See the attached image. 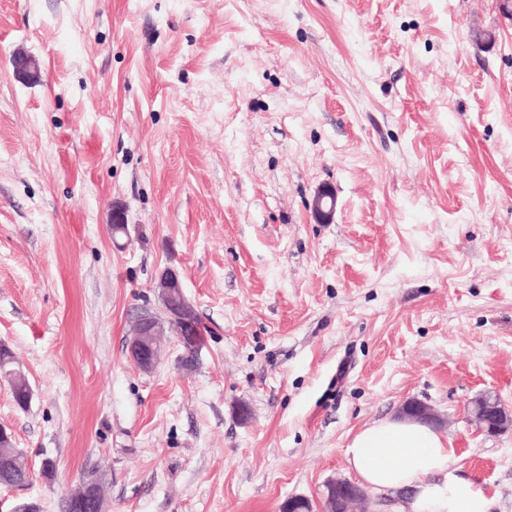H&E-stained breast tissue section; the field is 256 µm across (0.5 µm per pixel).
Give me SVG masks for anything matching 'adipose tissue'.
<instances>
[{"mask_svg":"<svg viewBox=\"0 0 512 512\" xmlns=\"http://www.w3.org/2000/svg\"><path fill=\"white\" fill-rule=\"evenodd\" d=\"M454 455L441 431L399 418L359 429L345 452L363 484L380 493L404 492L398 512H490L483 488L455 474Z\"/></svg>","mask_w":512,"mask_h":512,"instance_id":"ef3b65f1","label":"adipose tissue"}]
</instances>
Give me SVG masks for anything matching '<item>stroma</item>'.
<instances>
[{
	"mask_svg": "<svg viewBox=\"0 0 512 512\" xmlns=\"http://www.w3.org/2000/svg\"><path fill=\"white\" fill-rule=\"evenodd\" d=\"M168 267L202 350L183 372L169 338L145 374L126 342ZM0 343L32 388L22 410L0 379L33 475L0 486V512H60L89 464L108 512H280L354 479L353 434L410 399L512 512V429L466 421L483 392L512 407V17L500 0H0ZM12 65L17 76L27 81H39L41 79V67L39 61L24 53H15L12 57ZM336 209V197L326 186L317 191L313 201V211L317 219L322 223L332 221ZM399 414L435 426L443 425V420L438 412L424 401L410 400L406 402L399 410Z\"/></svg>",
	"mask_w": 512,
	"mask_h": 512,
	"instance_id": "1",
	"label": "stroma"
}]
</instances>
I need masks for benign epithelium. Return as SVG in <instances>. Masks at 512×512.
Segmentation results:
<instances>
[{
	"label": "benign epithelium",
	"instance_id": "7a95c632",
	"mask_svg": "<svg viewBox=\"0 0 512 512\" xmlns=\"http://www.w3.org/2000/svg\"><path fill=\"white\" fill-rule=\"evenodd\" d=\"M12 65L15 74L27 81L37 82L41 79L40 63L32 56L18 52L12 57ZM335 209L336 197L328 187H322L313 201L315 216L320 222L329 223ZM156 288L160 303L168 310L171 321L181 326L182 333L178 334V338L186 349V368L189 369L196 362L200 349V345L194 342L199 325L196 308L186 296L180 275L175 269L165 268L158 276ZM167 330L168 325L149 312L137 316L134 333L126 344V351L140 370L149 373L155 369L162 339ZM399 414L435 426L443 425L438 412L424 401L406 402ZM469 422L479 432L498 434L512 427V408L506 406L495 394L481 393L470 402ZM0 455L3 456L4 463L0 485L13 487L15 483L12 473L21 470V467L17 465L11 449L0 448ZM366 500L367 497L358 490V485L354 482L341 477L332 478L324 484L321 512H367L364 507ZM66 502L71 512H105L103 483L90 482L82 476L79 477L75 487L67 495Z\"/></svg>",
	"mask_w": 512,
	"mask_h": 512
}]
</instances>
